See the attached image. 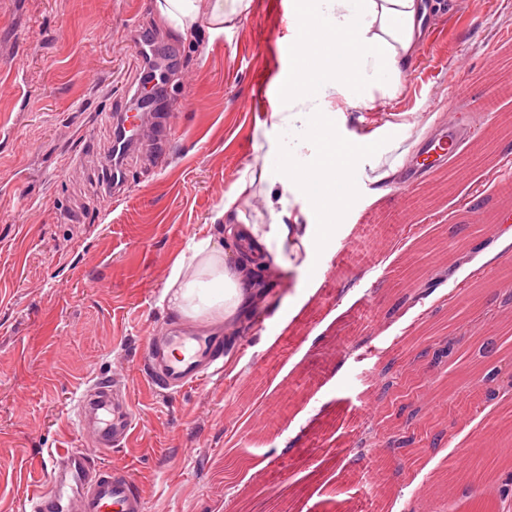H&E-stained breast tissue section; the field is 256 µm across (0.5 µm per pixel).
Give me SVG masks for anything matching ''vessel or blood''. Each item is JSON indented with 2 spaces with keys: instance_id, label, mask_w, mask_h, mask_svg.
I'll return each instance as SVG.
<instances>
[{
  "instance_id": "vessel-or-blood-1",
  "label": "vessel or blood",
  "mask_w": 512,
  "mask_h": 512,
  "mask_svg": "<svg viewBox=\"0 0 512 512\" xmlns=\"http://www.w3.org/2000/svg\"><path fill=\"white\" fill-rule=\"evenodd\" d=\"M269 79H257L255 93L244 104L250 112H268ZM458 122L449 117L448 132L429 141L422 159L439 160L456 144ZM237 339H223L216 330L167 323L165 335L148 343L142 367L147 380L162 394L172 395L205 381L220 369L225 348ZM95 396L80 395L74 406L75 425H93L95 439L85 448H67L51 455L48 481L28 500V512H68L79 500L81 512H146V503L126 468L104 464L105 456L133 435L135 415L128 401L105 380H97Z\"/></svg>"
}]
</instances>
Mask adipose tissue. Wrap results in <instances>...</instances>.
<instances>
[{"instance_id":"1","label":"adipose tissue","mask_w":512,"mask_h":512,"mask_svg":"<svg viewBox=\"0 0 512 512\" xmlns=\"http://www.w3.org/2000/svg\"><path fill=\"white\" fill-rule=\"evenodd\" d=\"M427 9L423 0H305L301 27L294 33V68L288 83V109L274 113L280 134L270 175L285 190L309 199L322 221L307 227L304 266L310 281L322 271L318 257L347 226L336 211V189L346 187L347 174L360 150L336 137L331 96L363 102L375 88H397ZM330 39L325 53L316 36ZM227 236L242 241L254 259L289 266V229L284 224H230ZM188 260L176 262L166 292L168 302L191 321H224L250 293L249 285L229 267L223 249L212 238L194 242Z\"/></svg>"}]
</instances>
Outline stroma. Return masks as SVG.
I'll return each instance as SVG.
<instances>
[{"label":"stroma","mask_w":512,"mask_h":512,"mask_svg":"<svg viewBox=\"0 0 512 512\" xmlns=\"http://www.w3.org/2000/svg\"><path fill=\"white\" fill-rule=\"evenodd\" d=\"M463 2L465 11L431 15L429 29L450 35L429 56L413 53L396 89L356 106L331 99L337 136L376 143L383 156L356 165L348 234L311 285L303 250L269 278L223 230L306 221L303 199L270 178V118L242 107L255 73L285 64L280 41L292 31L272 0H243L220 28L212 0H200L186 34L159 18L155 0H0V512H24L51 452L90 440L73 404L99 378L117 381L136 414L132 441L105 462L130 468L147 512H421L428 497L434 512H504L499 483L452 488L446 479L477 435L512 447V404L474 413L455 396L461 365L435 373L414 360L446 330H506L505 286L475 256H497L512 278V249L480 247L470 226L475 209L512 226V196L498 191L512 177V134L476 106L495 86L481 69L486 52L499 51L512 79V42L498 38L512 30V0ZM143 28L173 68L177 119L164 166L134 163L108 200L101 178L114 129L105 116L139 87L132 41ZM462 50L472 68L460 77ZM452 112L477 137L440 172L465 161L469 177L451 192L420 185L402 218L390 185ZM206 236L250 283L231 320L247 337L223 375L163 396L141 360L175 317L164 297L173 264ZM439 282L447 299L384 320L391 292ZM389 354L409 369L383 395L377 374ZM425 396L442 403L445 448L423 454L404 494L390 478L393 456H359L358 440L368 424L388 437L403 406ZM257 419L269 425L260 438Z\"/></svg>","instance_id":"35a3bbf8"}]
</instances>
